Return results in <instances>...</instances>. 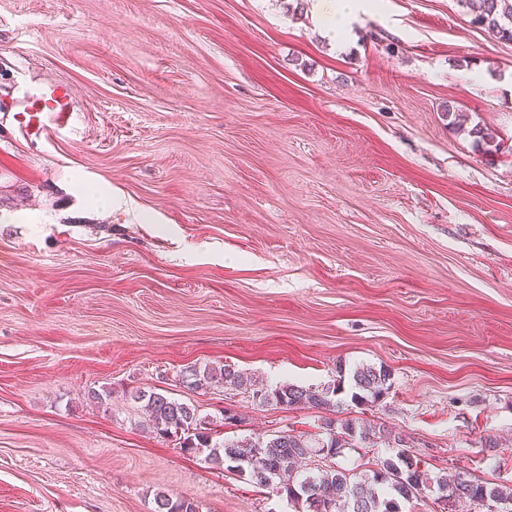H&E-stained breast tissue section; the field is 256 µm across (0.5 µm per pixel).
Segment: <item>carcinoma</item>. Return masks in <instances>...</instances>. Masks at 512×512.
Instances as JSON below:
<instances>
[{"mask_svg":"<svg viewBox=\"0 0 512 512\" xmlns=\"http://www.w3.org/2000/svg\"><path fill=\"white\" fill-rule=\"evenodd\" d=\"M471 23L485 26L504 41H512V0H458ZM391 374L384 368L362 365L353 369L349 383L322 387L280 385L254 388L252 378L237 370L214 366H189L182 382L192 389L244 390L261 403L289 407L308 403L331 410L342 405L343 397L357 405L377 402L391 387ZM145 411L156 435L179 441L187 454L205 455L216 467L230 463L235 469H259L264 478L259 486L276 485L288 502L302 512H312L307 491L321 495L332 505L331 512H401V503L420 500L427 495L440 499L447 493L448 512L458 502L487 507V512H512V489L483 482L448 483L443 476L425 477L410 456L387 457L369 474L358 475L339 466L334 459L345 448L372 445L379 439H392L383 426L346 419L327 418L317 436L277 431L265 438L216 439L213 420L198 407L153 390L135 396ZM154 512H199V506L185 497L174 498L164 492L154 497Z\"/></svg>","mask_w":512,"mask_h":512,"instance_id":"cac0c4a2","label":"carcinoma"}]
</instances>
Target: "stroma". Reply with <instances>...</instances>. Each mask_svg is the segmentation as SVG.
Returning a JSON list of instances; mask_svg holds the SVG:
<instances>
[{
    "label": "stroma",
    "instance_id": "1",
    "mask_svg": "<svg viewBox=\"0 0 512 512\" xmlns=\"http://www.w3.org/2000/svg\"><path fill=\"white\" fill-rule=\"evenodd\" d=\"M50 80L72 128L26 133ZM195 364L267 387L384 366L336 420L512 488V42L457 0H380L339 44L313 0H0V512H295L131 396L236 413L227 439L325 411L188 389ZM154 512H199V506L191 499L158 492L154 497Z\"/></svg>",
    "mask_w": 512,
    "mask_h": 512
}]
</instances>
